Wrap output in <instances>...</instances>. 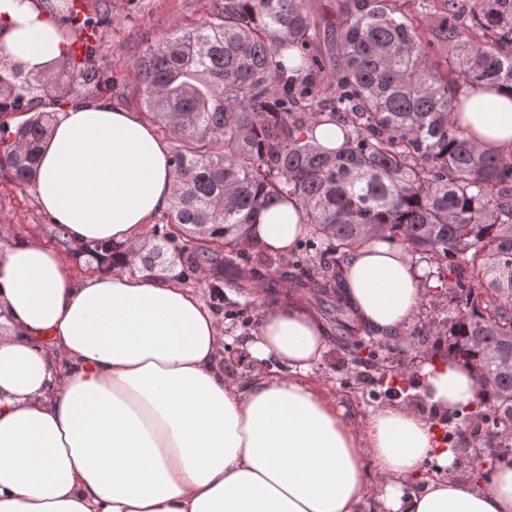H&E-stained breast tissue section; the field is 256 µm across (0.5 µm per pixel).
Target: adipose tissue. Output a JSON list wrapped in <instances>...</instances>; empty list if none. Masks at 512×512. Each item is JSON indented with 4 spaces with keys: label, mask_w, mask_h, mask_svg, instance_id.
I'll list each match as a JSON object with an SVG mask.
<instances>
[{
    "label": "adipose tissue",
    "mask_w": 512,
    "mask_h": 512,
    "mask_svg": "<svg viewBox=\"0 0 512 512\" xmlns=\"http://www.w3.org/2000/svg\"><path fill=\"white\" fill-rule=\"evenodd\" d=\"M67 48L36 0H0V52L35 74ZM457 98L470 140L512 160V90L475 83ZM168 151L135 113L75 102L42 140L35 200L71 247L38 234L0 246V512H363L375 485L388 512H512V462L458 474L433 424L388 405L354 425L310 373L326 330L301 296L267 310L249 345L292 376L227 377L224 337L177 273L131 254L85 268L82 247L127 245L169 202ZM307 232L296 208L263 212L252 239L287 254ZM345 295L377 335L415 315L422 272L402 248L353 249ZM427 401L470 409L472 373L425 363ZM440 470L422 477V463Z\"/></svg>",
    "instance_id": "adipose-tissue-1"
}]
</instances>
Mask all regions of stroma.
<instances>
[{
	"label": "stroma",
	"mask_w": 512,
	"mask_h": 512,
	"mask_svg": "<svg viewBox=\"0 0 512 512\" xmlns=\"http://www.w3.org/2000/svg\"><path fill=\"white\" fill-rule=\"evenodd\" d=\"M112 22L104 27L95 44L100 69L116 78L112 94L105 102L110 107L144 114L145 106L139 88L135 61L162 34L177 25L202 17V0H110ZM38 229L44 239L57 248H65L52 220L35 204L32 185H19L10 170L0 171V241L8 242L31 229ZM422 296L414 320L403 330L385 339L386 344H402L408 349L403 374L395 386L398 397L385 395L378 386L377 371L357 363L354 356L344 354L336 345H329L312 378L320 383L346 416L362 423L375 409L400 401L433 422L448 447L464 448L471 466L493 471L499 459L487 444L472 446V431L463 414L441 413L430 405L421 391L422 364L429 362V352L436 339L424 335L428 323L446 324L455 304L448 288L439 284L436 265L423 261ZM269 305L263 295L249 292L239 296L234 289L224 291L222 303L214 304L225 337L224 371L227 376L248 381L260 364L252 359L248 347Z\"/></svg>",
	"instance_id": "35a3bbf8"
}]
</instances>
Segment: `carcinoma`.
<instances>
[{"instance_id": "cac0c4a2", "label": "carcinoma", "mask_w": 512, "mask_h": 512, "mask_svg": "<svg viewBox=\"0 0 512 512\" xmlns=\"http://www.w3.org/2000/svg\"><path fill=\"white\" fill-rule=\"evenodd\" d=\"M436 1L426 41L409 0H343L337 34L307 0H207L202 19L160 36L136 68L146 116L175 141L162 241L178 242L185 225L199 235L183 259L185 280L206 266L214 288L256 281L274 303L296 292L329 305L328 335L340 346L369 333L341 268L298 276L269 256L250 268L237 262L241 247H258L252 229L264 211L298 203L317 252L380 240L445 266L456 313L432 334L475 374L473 434H494L511 454L512 163L479 150L455 113L463 83L512 88V0H481L464 20L457 0H415L423 14ZM38 4L67 40L108 17L104 3L93 15L78 0ZM290 55L301 64L286 65ZM113 85L89 42L82 58L67 52L38 75L1 55L0 115L30 114L13 131L0 121V164L12 179L33 177L53 117L47 97L107 96ZM321 115L341 129L344 149L304 136ZM406 354L393 349L376 369L400 367Z\"/></svg>"}]
</instances>
